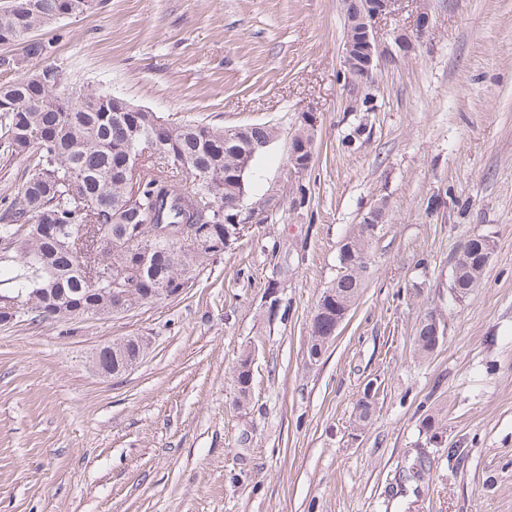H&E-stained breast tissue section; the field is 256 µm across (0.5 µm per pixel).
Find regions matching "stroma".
<instances>
[{
    "instance_id": "1",
    "label": "stroma",
    "mask_w": 512,
    "mask_h": 512,
    "mask_svg": "<svg viewBox=\"0 0 512 512\" xmlns=\"http://www.w3.org/2000/svg\"><path fill=\"white\" fill-rule=\"evenodd\" d=\"M423 13L415 51L375 71L373 112L352 109L341 0H94L33 31L74 80L171 122L280 133L247 179L263 222L184 293L0 324V512H512V0H405L379 33H417ZM380 203L361 294L311 362L340 245ZM474 235L492 257L457 299L448 259ZM429 313L446 335L421 360ZM126 336L146 339L140 363L95 374L94 352ZM310 157L311 149L307 137L303 132L295 133L291 138L288 153V164L295 176L300 177L307 172ZM252 352H245L239 360L238 366L233 374V382L237 388V392L241 401H246L249 397L250 386L252 380L251 365Z\"/></svg>"
}]
</instances>
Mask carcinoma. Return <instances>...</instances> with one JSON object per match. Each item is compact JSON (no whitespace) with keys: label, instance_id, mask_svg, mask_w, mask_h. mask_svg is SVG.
Here are the masks:
<instances>
[{"label":"carcinoma","instance_id":"obj_1","mask_svg":"<svg viewBox=\"0 0 512 512\" xmlns=\"http://www.w3.org/2000/svg\"><path fill=\"white\" fill-rule=\"evenodd\" d=\"M0 10V45L24 43L23 57L0 55L8 74L27 60L52 54V45L30 40L34 29L63 17L80 15L92 0H9ZM122 97L104 95L90 84L69 80L64 69L46 63L27 78L0 83V149L33 158L28 174L0 213V285L36 300L28 321L63 320L76 315L73 303L104 310L111 280L87 278L72 235L90 227L107 248L89 256L149 300L160 288L177 296L192 287L204 268L219 258L205 247L181 243L185 225L194 236L224 242L225 221L236 214L233 201L245 194L227 181L224 163L237 159L249 140H272L278 129L253 123L242 132L188 120L172 124L155 112H134ZM191 186L181 189V176ZM373 237L356 229L339 249L343 273L320 297L317 329L309 349L327 334L341 312L358 299L363 279L354 255ZM487 237L470 241L458 265L454 293L474 288L486 268ZM435 350L426 327L417 330L416 351ZM252 352L241 356L233 374L239 398L247 400Z\"/></svg>","mask_w":512,"mask_h":512}]
</instances>
